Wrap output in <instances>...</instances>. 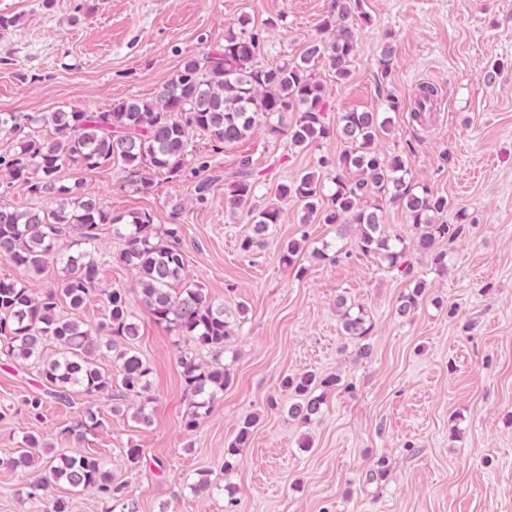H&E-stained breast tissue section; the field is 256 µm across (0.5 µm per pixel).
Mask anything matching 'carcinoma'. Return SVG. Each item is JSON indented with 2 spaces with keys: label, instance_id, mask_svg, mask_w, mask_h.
<instances>
[{
  "label": "carcinoma",
  "instance_id": "1",
  "mask_svg": "<svg viewBox=\"0 0 512 512\" xmlns=\"http://www.w3.org/2000/svg\"><path fill=\"white\" fill-rule=\"evenodd\" d=\"M369 21L362 0H332L331 13L322 23L326 37L315 40L299 59L275 66L257 64L263 45L242 21L239 31L225 33L223 48L185 58L178 72L149 99L117 100L106 112L0 113V132L12 134L23 122L46 128L45 135L30 137L14 151L1 154L0 171L10 182L25 185L34 197L53 203L19 211L0 202V258L31 278L42 277L54 266L64 271L54 286L38 295L18 279H0V360L28 363L43 387L23 400L27 413L39 418L44 396L65 402L70 391L77 389L90 397L113 392L117 403L112 413L143 425L151 422V368L134 348L139 331L131 302L124 289L101 287L96 251L105 229L125 240L119 259L136 275L143 313L165 324L186 344L211 354L208 362L190 351L178 356L189 395L185 428L196 427L230 384L224 346L237 335L239 323L203 289L182 281L186 257L179 226L155 224L148 212L114 215L84 180L67 183L61 177L66 169L96 173L118 160L130 171L129 184L147 191L158 173L177 175L192 163L194 171L203 172L209 162L193 149V132L208 137L215 150L246 138L261 120L273 137H287L291 147H309L333 135L342 138L347 143L343 153L319 157L317 169L277 184L275 195L295 198L302 206L304 223L336 225L339 237L413 284L398 298L395 314L405 318L414 313L426 285L413 275L412 255L426 256L436 270H447V253L438 245L464 233L467 214H458L455 224L440 220L448 213V198L415 181L408 156H385L376 149L375 141L389 132L390 117L368 110L341 112L334 121L328 117L324 86L309 64L321 58L336 78L348 77L361 24ZM437 94L433 86L422 87L411 109L413 121L425 120ZM352 172L358 178H349ZM231 178L226 207L246 215L251 224L240 249L260 250L272 226L280 223L281 210L275 205L261 209L251 205L263 175L249 159L241 160ZM371 196L403 209L412 228L410 239L384 231L379 208L364 205ZM300 249L297 241L282 245L280 262L296 265ZM176 283L181 287H174ZM92 295L102 296L107 310L106 320L95 328L79 317ZM336 313L344 335L360 340L369 336L372 324L363 306L339 295ZM109 353L112 366L106 369L103 360ZM339 381L335 375L320 380L311 374L286 378L288 416L303 423L321 416L328 393ZM98 425L89 411L84 421L64 433L78 443L86 430ZM252 427L253 420L244 421L225 449L224 470L234 468ZM41 447L39 437L27 435L23 449L6 466H33V449ZM57 486L121 499V487L112 485L104 463L89 454H58L29 484L35 491ZM189 488L197 496H206L219 485L203 471Z\"/></svg>",
  "mask_w": 512,
  "mask_h": 512
}]
</instances>
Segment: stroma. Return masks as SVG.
<instances>
[{"label":"stroma","mask_w":512,"mask_h":512,"mask_svg":"<svg viewBox=\"0 0 512 512\" xmlns=\"http://www.w3.org/2000/svg\"><path fill=\"white\" fill-rule=\"evenodd\" d=\"M0 0V14L20 25L0 37V112L45 114L57 109L104 112L114 101L152 97L190 55L216 51L224 33L248 19L264 41L259 61L299 58L318 37L331 0ZM364 27L346 79L323 59L311 69L326 91L329 115L379 111L392 95L401 103L378 146L410 157L415 179L447 196L448 222L466 211L464 233L446 244L448 269L413 256L426 283L410 318L394 308L407 287L373 256L351 251L335 262L313 256L336 243L332 224L302 223L294 199L273 185L314 170L317 157L345 145L330 138L298 149L256 124L248 137L209 154L206 203L193 196L194 176L156 174L152 189L127 184L125 165L86 177L113 214L149 212L154 223L176 224L186 254L185 278L231 313L240 331L227 343L232 381L193 430L184 427L185 391L173 334L140 316L136 349L151 368V423L112 414L109 396L72 391L70 403L46 399L40 419L24 411V396L39 384L30 366L0 364V512H46L66 499L69 512H104L91 492L56 487L28 494L34 470L11 469L27 434L44 443L42 461L61 452L102 459L125 484L135 512H512V0H363ZM394 55L389 76L378 58L385 41ZM495 81H488V73ZM439 90L441 109L420 126L410 101L421 83ZM250 158L266 171L254 202L282 211L267 246L247 254L239 241L249 227L225 207V171ZM302 243L297 267L282 265L279 247ZM117 240L99 247L103 286L139 302L135 274L119 258ZM305 274H298V267ZM363 305L373 323L366 340L344 336L337 295ZM367 356H358L361 346ZM339 375L322 416L289 418V375ZM278 408H270V400ZM94 411L100 424L82 443L64 429ZM251 439L231 472L224 450L244 419ZM142 451L128 469L122 449ZM387 474L370 478L377 462ZM221 484L210 496L186 484L200 472Z\"/></svg>","instance_id":"obj_1"}]
</instances>
